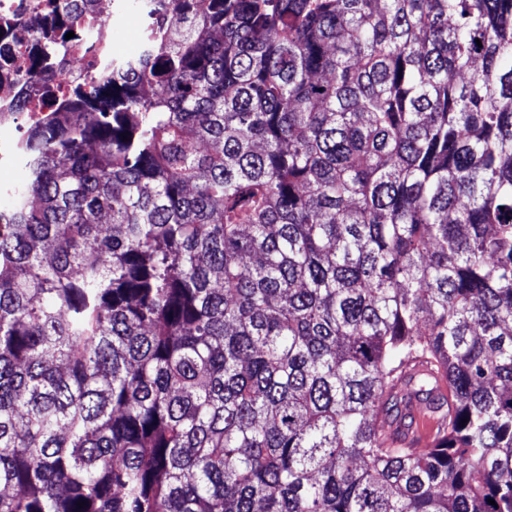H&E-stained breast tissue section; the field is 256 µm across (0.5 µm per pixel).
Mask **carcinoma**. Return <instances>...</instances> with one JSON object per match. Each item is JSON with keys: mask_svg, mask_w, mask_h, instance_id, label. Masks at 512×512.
Masks as SVG:
<instances>
[{"mask_svg": "<svg viewBox=\"0 0 512 512\" xmlns=\"http://www.w3.org/2000/svg\"><path fill=\"white\" fill-rule=\"evenodd\" d=\"M151 13L14 145L0 512H512V0Z\"/></svg>", "mask_w": 512, "mask_h": 512, "instance_id": "obj_1", "label": "carcinoma"}]
</instances>
